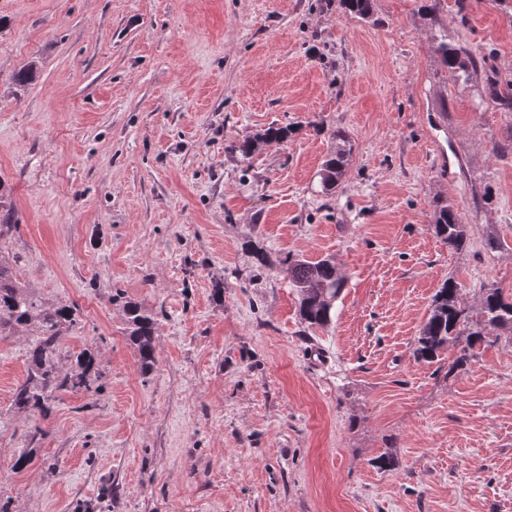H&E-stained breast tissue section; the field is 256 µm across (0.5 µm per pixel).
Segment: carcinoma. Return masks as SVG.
<instances>
[{"instance_id": "carcinoma-1", "label": "carcinoma", "mask_w": 512, "mask_h": 512, "mask_svg": "<svg viewBox=\"0 0 512 512\" xmlns=\"http://www.w3.org/2000/svg\"><path fill=\"white\" fill-rule=\"evenodd\" d=\"M345 12L360 20L374 15V0H341ZM431 48L441 64L457 82L468 83L478 69L486 66L487 57L460 44L448 42V35L438 29L433 34ZM490 98L500 109L512 111V91L502 92L497 81L490 82ZM292 129L288 126H270L264 132L246 136L237 146L245 159L275 144L284 142ZM335 142L325 156L319 170L321 194L336 193L352 160L354 145L348 136L338 131ZM14 211L12 201L0 183V236L11 227ZM431 228L446 246L461 250L469 242V229L464 217L455 207L443 200L436 201ZM251 265L262 270H275L284 275L295 288L299 300V316L307 328H326L332 323L336 299L345 287L336 262L325 256L306 259L277 258L265 248L251 247ZM476 306L466 305L457 282L446 280L434 295L427 319L416 339L414 357L432 364L448 350L451 343L460 346L458 355L448 364V372L461 369L476 356V348L489 335L506 334L512 337V291L491 283L480 288ZM124 336L139 355L142 374L151 373L156 365L154 340L155 316L135 302L123 305ZM76 321V308L61 305L47 308L25 287L17 282L10 261L0 254V335H9L30 327L38 330L39 340L29 352L28 374L14 393V407L20 411L39 410L46 415L50 405L64 390L89 389L88 375L93 359L83 355L77 364L65 369L57 357L58 336Z\"/></svg>"}]
</instances>
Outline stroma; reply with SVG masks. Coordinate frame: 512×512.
I'll use <instances>...</instances> for the list:
<instances>
[{"instance_id":"stroma-1","label":"stroma","mask_w":512,"mask_h":512,"mask_svg":"<svg viewBox=\"0 0 512 512\" xmlns=\"http://www.w3.org/2000/svg\"><path fill=\"white\" fill-rule=\"evenodd\" d=\"M0 0V180L16 279L77 309L59 336L91 387L13 408L34 332L0 336L8 512H512V338L466 369L414 339L448 279L512 289V0ZM494 54L468 87L432 33ZM32 66L30 84L13 76ZM272 125L279 146H234ZM355 150L319 193L335 131ZM470 230L433 234L434 200ZM504 240L486 250L487 236ZM334 257L347 284L306 328L247 248ZM157 318L142 375L116 293ZM44 436L32 437L34 427ZM30 453L29 464L15 468ZM468 226L452 204L443 200L436 201L431 228L444 245L456 250L466 247L470 240Z\"/></svg>"}]
</instances>
